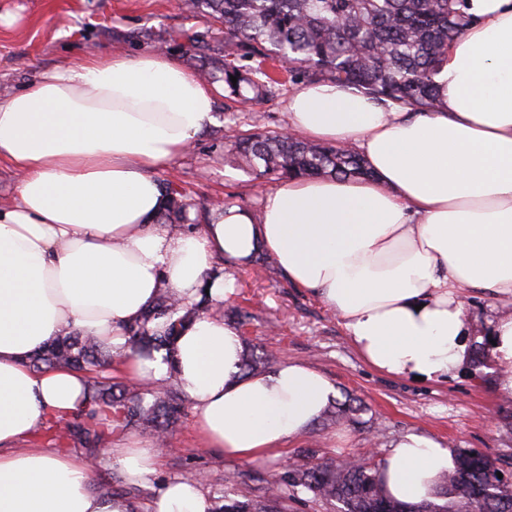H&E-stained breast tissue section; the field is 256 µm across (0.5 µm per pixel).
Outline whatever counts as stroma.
<instances>
[{
	"instance_id": "obj_1",
	"label": "stroma",
	"mask_w": 512,
	"mask_h": 512,
	"mask_svg": "<svg viewBox=\"0 0 512 512\" xmlns=\"http://www.w3.org/2000/svg\"><path fill=\"white\" fill-rule=\"evenodd\" d=\"M8 13L16 15V22H5ZM211 25L208 17L189 15L171 0H0V98L83 53L146 51V44L132 38L143 29L165 35L161 52L196 72L191 37ZM296 90L295 84L285 83L271 100L255 107L219 95L217 124L169 169L158 172L157 180L176 184L192 198L198 219L224 203L260 210L263 189L274 183H257L230 145L257 131L284 132L288 99ZM231 275L236 294L224 305V319L233 322L240 313H251V320L239 327L245 347L270 355L275 364L301 361L322 371L338 390L335 406L353 409V418L336 422L321 416L279 455L246 461L209 448L196 431L193 412H186L169 432L155 473L141 486L140 512H150L160 488L172 479L199 480L210 498L219 491L239 500L251 498L290 464L302 461L305 449L379 461L391 441L406 432L424 433L459 451L479 448L494 457H512V427L502 420L512 412V397L498 392L491 358L467 364L440 382L391 377L355 351L334 311L311 290L288 282L279 269L255 262ZM152 437L149 431L113 434L97 453L102 479L128 488L113 451Z\"/></svg>"
}]
</instances>
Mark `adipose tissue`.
<instances>
[{"label": "adipose tissue", "mask_w": 512, "mask_h": 512, "mask_svg": "<svg viewBox=\"0 0 512 512\" xmlns=\"http://www.w3.org/2000/svg\"><path fill=\"white\" fill-rule=\"evenodd\" d=\"M470 18L438 74L440 105L412 112L333 83L288 101V131L354 146L371 180L299 178L267 190L260 212L210 210L190 232L157 223L156 174L214 126L223 85L159 51L88 53L0 99V163L19 177L0 208V512H130L94 489V464L20 441L51 416L75 411L85 374L28 366L47 341L96 337L127 376L175 375L209 447L264 458L306 433L337 396L303 362L246 375L244 341L224 320L235 267L275 257L295 285L314 290L379 372L448 379L470 356L467 299L512 297V0H467ZM211 310L175 342L171 358L131 354L126 327L160 289ZM501 393L512 395V309L488 330ZM158 450L117 449L125 478L154 473ZM456 451L416 432L394 440L378 476L393 498L432 500ZM198 484L167 483L152 512H211Z\"/></svg>", "instance_id": "ef3b65f1"}]
</instances>
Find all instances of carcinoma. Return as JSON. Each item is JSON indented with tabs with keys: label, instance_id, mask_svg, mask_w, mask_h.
<instances>
[{
	"label": "carcinoma",
	"instance_id": "1",
	"mask_svg": "<svg viewBox=\"0 0 512 512\" xmlns=\"http://www.w3.org/2000/svg\"><path fill=\"white\" fill-rule=\"evenodd\" d=\"M465 0H183L182 10L205 14L219 34L196 38L200 77L221 83L231 96L258 105L275 93L269 62H288L293 83L336 81L415 112H434L439 94L435 76L447 58L448 44L468 24L458 9ZM237 82H232L230 76ZM234 149L258 178L292 176L368 178L360 153L351 147L312 143L293 136L253 134ZM165 204L156 218L180 231L195 204L171 183L162 186ZM201 299L191 307L169 289L126 328L133 354L165 352L171 356L179 328L208 312ZM112 361L95 338L79 333L57 338L29 358L35 370L67 366L88 374L87 403L65 426L48 424L32 437L59 448H83L93 456L112 431L152 430L162 434L175 423L185 395L167 385L115 382L105 374ZM268 360L244 352L245 374L265 370ZM377 464L355 457L339 463L322 457L311 464L288 466L264 495L244 501L213 498L211 512H286V502L305 490L336 504V512H414L417 505L390 497L376 478ZM428 512H512V469L491 463L478 449L462 452L444 476Z\"/></svg>",
	"mask_w": 512,
	"mask_h": 512
}]
</instances>
